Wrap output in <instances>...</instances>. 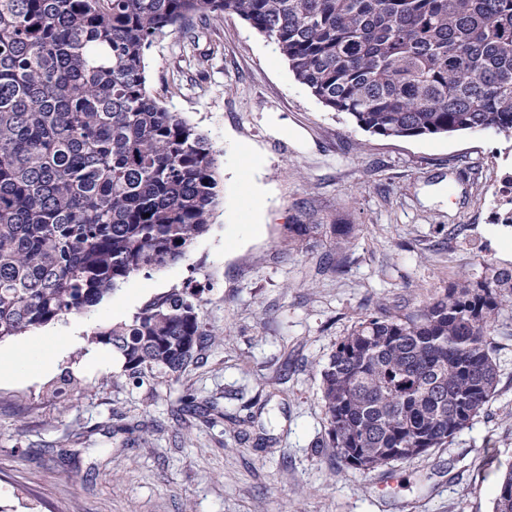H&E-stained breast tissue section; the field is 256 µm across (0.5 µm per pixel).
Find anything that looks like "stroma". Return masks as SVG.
I'll return each instance as SVG.
<instances>
[{"label": "stroma", "instance_id": "obj_1", "mask_svg": "<svg viewBox=\"0 0 512 512\" xmlns=\"http://www.w3.org/2000/svg\"><path fill=\"white\" fill-rule=\"evenodd\" d=\"M145 63L148 91L221 150L222 202L182 260L132 276L88 316L0 340V354L66 352L0 382V512H493L512 471L511 311L489 403L408 462L365 473L322 447L320 371L359 314L416 310L487 260L512 262L499 218L512 143L364 132L235 14L193 21ZM317 222L352 225L346 273L330 268V239L289 245V225ZM183 288L203 289L199 317L220 336L197 364L140 385L83 368L95 328ZM187 395L216 413H183Z\"/></svg>", "mask_w": 512, "mask_h": 512}]
</instances>
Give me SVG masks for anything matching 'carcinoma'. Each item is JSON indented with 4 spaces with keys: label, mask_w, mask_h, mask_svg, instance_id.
<instances>
[{
    "label": "carcinoma",
    "mask_w": 512,
    "mask_h": 512,
    "mask_svg": "<svg viewBox=\"0 0 512 512\" xmlns=\"http://www.w3.org/2000/svg\"><path fill=\"white\" fill-rule=\"evenodd\" d=\"M226 13L365 132L512 140V0H0V340L89 315L209 231L218 151L150 95L145 56ZM322 228L290 224L288 238ZM510 300L512 266L489 260L413 312L358 317L321 370L328 447L370 471L447 445L496 388ZM202 302L163 293L89 342L134 383L174 376L216 340ZM494 512H512V471Z\"/></svg>",
    "instance_id": "cac0c4a2"
}]
</instances>
